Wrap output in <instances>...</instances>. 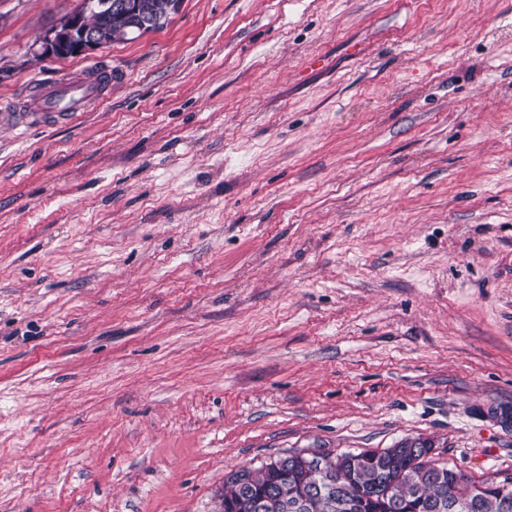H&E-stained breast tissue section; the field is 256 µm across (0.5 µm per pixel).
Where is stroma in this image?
Segmentation results:
<instances>
[{"label":"stroma","instance_id":"stroma-1","mask_svg":"<svg viewBox=\"0 0 512 512\" xmlns=\"http://www.w3.org/2000/svg\"><path fill=\"white\" fill-rule=\"evenodd\" d=\"M0 0V512H218L292 452L512 474V0H183L56 58ZM98 84L84 75L72 85L39 94L34 104L41 110L40 113L45 119L57 117L62 112H81L87 103L98 100L101 95Z\"/></svg>","mask_w":512,"mask_h":512}]
</instances>
